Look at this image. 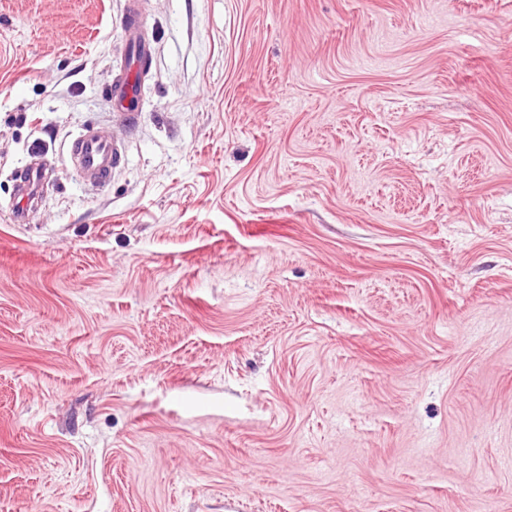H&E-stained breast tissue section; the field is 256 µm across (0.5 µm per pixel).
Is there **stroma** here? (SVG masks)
Here are the masks:
<instances>
[{
    "instance_id": "stroma-1",
    "label": "stroma",
    "mask_w": 512,
    "mask_h": 512,
    "mask_svg": "<svg viewBox=\"0 0 512 512\" xmlns=\"http://www.w3.org/2000/svg\"><path fill=\"white\" fill-rule=\"evenodd\" d=\"M140 3L0 0V512H512V0ZM142 14L137 3L129 6L126 31L130 43L129 61L127 70L112 83L109 91V100L112 110L123 112L127 126L134 127L141 119V108L139 105L138 77L135 76L138 70L137 58L142 59L149 55V47L142 39ZM68 153L81 175L103 188L111 184L121 156L117 140L93 128L80 134ZM44 175L45 167L42 165L30 166L17 172L14 193L16 204L13 207L14 223H27L28 214L37 200Z\"/></svg>"
}]
</instances>
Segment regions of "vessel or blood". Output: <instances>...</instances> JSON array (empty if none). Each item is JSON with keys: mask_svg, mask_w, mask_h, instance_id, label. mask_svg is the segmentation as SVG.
Returning <instances> with one entry per match:
<instances>
[{"mask_svg": "<svg viewBox=\"0 0 512 512\" xmlns=\"http://www.w3.org/2000/svg\"><path fill=\"white\" fill-rule=\"evenodd\" d=\"M142 14L138 4H130L126 30L130 43L127 70L112 83L109 91L111 107L123 114L127 126H135L141 119L139 105V86L136 72L139 59L145 58L149 47L141 36ZM69 155L78 167L81 175L88 180L106 187L112 182V173L117 167L120 151L112 136L102 134L95 129L85 130L72 143ZM45 168L34 165L22 169L15 176L16 203L13 207V221L26 223L33 209L44 179Z\"/></svg>", "mask_w": 512, "mask_h": 512, "instance_id": "1", "label": "vessel or blood"}]
</instances>
